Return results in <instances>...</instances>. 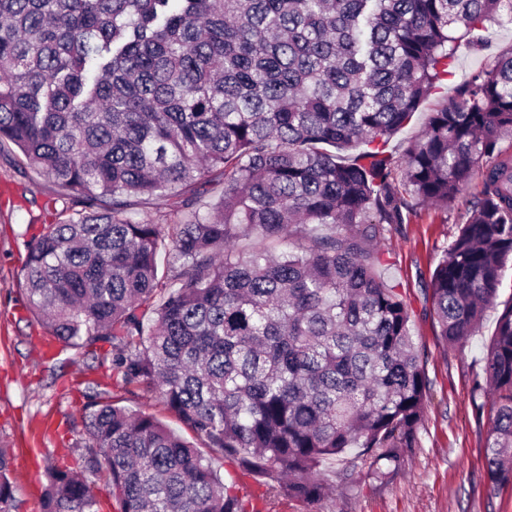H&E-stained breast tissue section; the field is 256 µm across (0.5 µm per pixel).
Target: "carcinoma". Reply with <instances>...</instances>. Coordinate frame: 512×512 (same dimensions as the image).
Returning <instances> with one entry per match:
<instances>
[{"instance_id": "cac0c4a2", "label": "carcinoma", "mask_w": 512, "mask_h": 512, "mask_svg": "<svg viewBox=\"0 0 512 512\" xmlns=\"http://www.w3.org/2000/svg\"><path fill=\"white\" fill-rule=\"evenodd\" d=\"M488 23L512 0H0V148L72 211L27 243L28 310L66 348L109 345L113 387L157 393L268 494L399 469L430 387L381 242L481 178L426 289L464 346L512 258V49L386 146ZM156 199L176 222L137 218ZM477 390L488 479L512 483V301ZM86 399L83 471L46 467L43 512H99L91 476L115 512H260L155 416Z\"/></svg>"}]
</instances>
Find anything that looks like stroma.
Segmentation results:
<instances>
[{
	"instance_id": "obj_1",
	"label": "stroma",
	"mask_w": 512,
	"mask_h": 512,
	"mask_svg": "<svg viewBox=\"0 0 512 512\" xmlns=\"http://www.w3.org/2000/svg\"><path fill=\"white\" fill-rule=\"evenodd\" d=\"M511 49L510 25H489L482 46L460 45L453 77L438 83L389 141L388 151L401 156L431 112ZM479 189V181L470 182L459 202L444 213L414 206L404 223L388 226L381 244L386 276L406 299L430 384L418 448L385 478L373 480L355 469L346 484L313 504L282 495L264 498L263 486L235 463L214 459L224 481H235L241 493L258 499L262 512H512V484L494 489L487 478L485 444L492 412L476 414L472 403L500 310L488 309L475 336L464 347L453 348L440 341L425 295L457 232L464 201ZM1 190L8 191L9 201L0 204V444L12 451L17 512H42L45 460L82 466L87 442L84 394L92 384L113 388L112 365L70 349L53 359L43 355V329L26 308L21 266L27 241L41 225L64 221L67 203L59 188L27 166L13 147L0 150Z\"/></svg>"
}]
</instances>
